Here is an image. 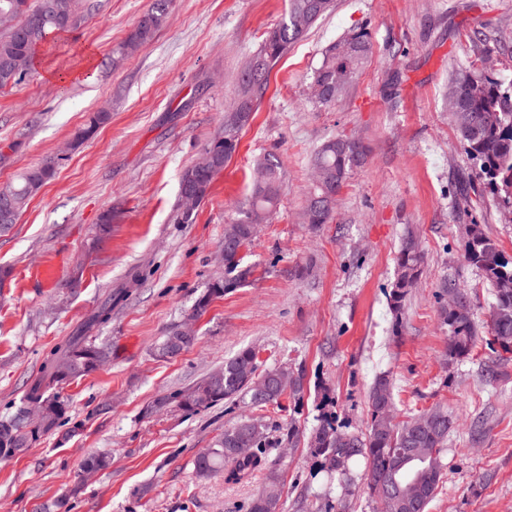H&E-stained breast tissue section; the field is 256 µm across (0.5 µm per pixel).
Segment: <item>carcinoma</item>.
<instances>
[{"label": "carcinoma", "instance_id": "obj_1", "mask_svg": "<svg viewBox=\"0 0 512 512\" xmlns=\"http://www.w3.org/2000/svg\"><path fill=\"white\" fill-rule=\"evenodd\" d=\"M170 0H153L140 17L132 32L115 50L119 58L133 53L146 43L163 25ZM307 0H289L288 11L280 23L268 32L254 56L265 60L262 70L246 62L239 76V91L235 103L249 101L257 106L266 91V76L288 48L303 37L315 24L306 18ZM12 12L17 17L18 29L0 34V60L20 52L26 55L27 68H32L37 49L59 31H76L85 22L86 9L82 0H0V13ZM36 30L33 40L27 31ZM351 42L358 44L354 53L345 51ZM372 53L367 33L359 32L330 44L313 75V81L326 86L331 97L318 103L331 105L340 99L364 69ZM448 114L459 140L470 157L476 161L479 177L492 190L512 201V86L503 87L495 77L486 73L466 70L456 72L446 92ZM109 119V114L96 112L88 123L78 130L73 146L79 147L91 138L97 128ZM242 119L233 112L224 116V135L210 144L216 156V169L198 175L200 200H205L213 180L224 169V163L236 152ZM363 145L342 137L323 143L313 159V173L318 182L311 196L305 219L309 224H327L332 219L336 195L346 183L359 158H364ZM57 161L49 159L43 164L22 172L16 179L0 185V190L14 197L16 210L21 212L44 184L56 173ZM255 168L261 171L262 181L253 183L248 208L234 224L224 228V238H255L258 228L276 210L285 171L283 162L274 154L257 160ZM464 259L478 268L484 279L494 288V302L489 312L488 331L493 343L504 351H512V259L505 256L499 244L489 237L479 224L465 225L463 236ZM423 263V253L416 236L408 235L396 258V269L388 294L390 309L395 316L393 332L401 333L402 310L407 296L417 283ZM251 269L241 265L240 253L224 251V275L213 280L196 299L192 316L204 314L213 299L224 296L248 281ZM453 293L461 305L472 307L468 292L448 283L442 285L440 317L449 328L448 359L466 357L478 336L474 315L458 314L447 305L448 294ZM112 318V296H107L90 317L86 328L108 322ZM196 339L184 340L179 335V324H172L154 347V356L172 359L188 350ZM112 359L109 344L81 334L71 337L66 344L52 351L46 358L41 375L26 391L21 405L9 417L0 418V460L15 457L18 440L31 448L43 436L53 433L67 418L69 404L62 395L64 386L82 379ZM266 376V388L258 392L253 388L256 375ZM304 374L301 370L271 367L259 370L257 353L252 348L240 350L224 362V366L211 372L191 388L157 398L159 409L176 407L192 414L220 402H238L250 410L262 411L277 404L286 395L301 393ZM392 379L387 374L375 378L369 393V422L366 433L343 432L330 417L321 420L310 434L309 448L322 458L328 471L341 476L345 489L354 485L349 463L357 456L369 462L368 486L383 504L385 512H413L405 506L409 487L419 485L424 490L421 512H426L436 495L444 473L437 471L435 462L448 445V434L455 427V419L448 410L434 407L405 421L397 420L392 394ZM46 408L50 427L46 430L30 423V409ZM244 441L254 452L242 458L236 454L238 443ZM271 431L264 421L246 416L224 430L209 454L194 461L195 474L200 479L224 471V481L240 483L254 474L266 473L265 487L253 496L248 512H285L281 500L279 480L274 471L267 469V449L273 448Z\"/></svg>", "mask_w": 512, "mask_h": 512}]
</instances>
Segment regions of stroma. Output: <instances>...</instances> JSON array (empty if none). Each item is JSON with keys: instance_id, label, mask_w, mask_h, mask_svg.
<instances>
[{"instance_id": "35a3bbf8", "label": "stroma", "mask_w": 512, "mask_h": 512, "mask_svg": "<svg viewBox=\"0 0 512 512\" xmlns=\"http://www.w3.org/2000/svg\"><path fill=\"white\" fill-rule=\"evenodd\" d=\"M151 0H100L81 29L59 35L43 66L0 88V183L57 156L55 176L0 235V417L16 410L50 352L79 330L104 297L112 318L92 329L112 361L67 386V420L26 454L0 462V512H39L64 497L71 512H247L262 476L228 484L196 479L193 461L244 415L222 402L194 414L148 408L193 386L246 347L260 368L305 373L298 396L262 411L272 426L309 435L324 412L364 433L376 376L393 380L399 419L440 406L456 419L441 459L444 479L427 512H512V352L487 346L490 291L463 256L467 224L482 225L512 257V206L476 174L444 94L460 68L512 83V0H335L267 77L265 95L239 133L193 223L175 220L184 171L224 129L239 74L288 9V0H171L164 25L120 62L112 49ZM367 32L372 55L335 106L309 85L332 42ZM93 81L57 85L47 69H83ZM111 118L78 149L92 113ZM360 142L366 157L336 196L333 218L307 224L311 160L328 139ZM286 169L280 207L241 253L253 275L191 318L208 282L222 276L225 225L251 194L255 162L268 153ZM111 233L94 242V227ZM424 252L405 327L393 332L388 292L406 232ZM78 278L76 290L65 289ZM467 290L482 329L467 357L448 358L439 317L443 282ZM191 320L197 341L173 359L153 356L167 327ZM498 376L488 380L487 366ZM108 453L111 466L83 477ZM268 465L287 512H382L350 463L345 493L306 444L284 443Z\"/></svg>"}]
</instances>
